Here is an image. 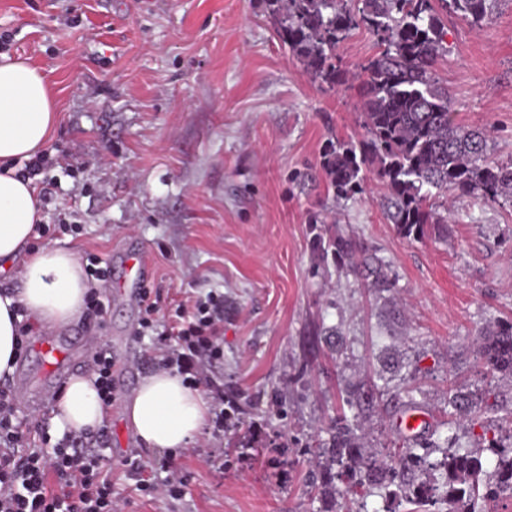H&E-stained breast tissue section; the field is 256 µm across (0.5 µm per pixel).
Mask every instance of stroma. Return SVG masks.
I'll list each match as a JSON object with an SVG mask.
<instances>
[{
	"instance_id": "35a3bbf8",
	"label": "stroma",
	"mask_w": 512,
	"mask_h": 512,
	"mask_svg": "<svg viewBox=\"0 0 512 512\" xmlns=\"http://www.w3.org/2000/svg\"><path fill=\"white\" fill-rule=\"evenodd\" d=\"M11 54L44 73L59 113L47 152L58 189L48 224L73 215L53 244L111 262L125 243L146 252L161 305L224 296V356L207 369L224 386V429L206 426L185 452L144 447L123 404L154 370L139 311L103 297L102 326H68L88 342L66 375L108 345L130 367L104 423L125 512H331L309 483L312 447L342 413L372 454L418 437L478 453L512 432V378L484 380L479 331L512 318V201L454 198L444 237H403L388 190L366 172L362 193L337 197L325 144L362 132L360 69L378 46L364 29L336 54L344 83L308 78L266 19L263 0H0ZM436 74L458 122L487 129L512 162V0L478 24L445 22ZM318 223H311V216ZM355 238L386 263L394 286L365 287L359 260L314 259V234ZM476 395L473 421L448 385ZM184 480L181 499L152 498L126 474Z\"/></svg>"
}]
</instances>
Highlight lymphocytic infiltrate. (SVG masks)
<instances>
[{
	"label": "lymphocytic infiltrate",
	"instance_id": "obj_1",
	"mask_svg": "<svg viewBox=\"0 0 512 512\" xmlns=\"http://www.w3.org/2000/svg\"><path fill=\"white\" fill-rule=\"evenodd\" d=\"M140 329L158 332L154 348L162 366L176 369L191 386H205L215 400L224 391L205 373L219 359L224 331V297L207 293L192 306L178 305L176 322L158 330V302L150 290L141 296ZM112 459L88 448L83 435L68 434L52 449L33 447L17 417L16 397L0 389V512H119L120 499L103 476Z\"/></svg>",
	"mask_w": 512,
	"mask_h": 512
}]
</instances>
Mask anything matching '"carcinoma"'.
<instances>
[{
  "label": "carcinoma",
  "mask_w": 512,
  "mask_h": 512,
  "mask_svg": "<svg viewBox=\"0 0 512 512\" xmlns=\"http://www.w3.org/2000/svg\"><path fill=\"white\" fill-rule=\"evenodd\" d=\"M267 18L284 45L300 60L313 81L336 84L344 73L336 46L361 26L376 37L381 50L365 64L361 90L362 130L358 143L329 142L321 164L336 195L361 192L363 169L377 164V175L391 195L390 217L406 238L422 239L444 232L448 209L432 201L441 191L483 202L512 194V163L488 157V133L459 123L448 100V87L436 77L435 65L446 52L444 26L433 0H263ZM473 23L484 20L496 0H439ZM360 245L336 236L317 235L312 254L320 261L334 251L351 258ZM369 288H391L382 264L366 262ZM485 374L512 376V319L477 339ZM330 438L312 449L325 465L312 476L321 497L339 496L336 512H366L365 499L375 487H395L393 494L424 508L444 512H489L488 502L512 499V448L500 454L497 480L483 483L481 464L453 447L431 463L407 445L381 459L368 457L362 437L345 417L330 421Z\"/></svg>",
  "instance_id": "1"
}]
</instances>
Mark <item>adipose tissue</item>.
<instances>
[{"label":"adipose tissue","mask_w":512,"mask_h":512,"mask_svg":"<svg viewBox=\"0 0 512 512\" xmlns=\"http://www.w3.org/2000/svg\"><path fill=\"white\" fill-rule=\"evenodd\" d=\"M59 114L44 76L27 60L0 56V262L21 275L19 291H0V378L13 374L23 306L31 320L47 327L78 321L91 287L76 252L47 244L30 248L44 215L33 180L19 165L53 141ZM95 375L71 377L57 398L53 421L59 432L96 431L106 411ZM203 394L179 374L158 370L143 378L126 402V420L149 448L177 453L205 426Z\"/></svg>","instance_id":"obj_1"}]
</instances>
